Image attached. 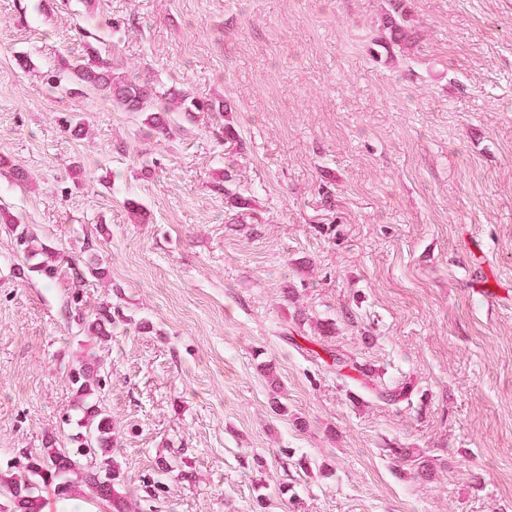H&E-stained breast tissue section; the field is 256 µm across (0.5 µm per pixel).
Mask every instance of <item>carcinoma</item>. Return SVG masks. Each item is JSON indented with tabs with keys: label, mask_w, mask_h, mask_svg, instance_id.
Wrapping results in <instances>:
<instances>
[{
	"label": "carcinoma",
	"mask_w": 512,
	"mask_h": 512,
	"mask_svg": "<svg viewBox=\"0 0 512 512\" xmlns=\"http://www.w3.org/2000/svg\"><path fill=\"white\" fill-rule=\"evenodd\" d=\"M76 76L106 92L113 101L128 112L150 113L149 123L157 132L166 130L163 113L174 109L198 112L201 102L186 95L174 96L165 102L162 112H152V92L136 81L116 77L110 59L90 46L87 54L69 65ZM20 252L29 258L43 257L33 265V271L46 278L54 276L53 262L57 253L29 232L26 227L9 223ZM80 325L92 335L105 336L112 325V311L108 306L97 310L90 317L78 315ZM326 358L322 359L336 376L356 381L389 402H398L408 395L410 387L402 386L386 390L371 383L365 370L354 359L322 347ZM103 360L92 352L84 353L75 360L66 373L69 384L76 392L80 404L98 394L105 387L102 375ZM84 432L78 436V444L72 448H57L52 445L34 448L23 453V460L8 464L0 470V512H44L48 496L66 503L82 495L107 503L112 512H131L134 506L129 494L123 491L125 478L112 457V419L94 404L86 408L82 423Z\"/></svg>",
	"instance_id": "obj_1"
}]
</instances>
